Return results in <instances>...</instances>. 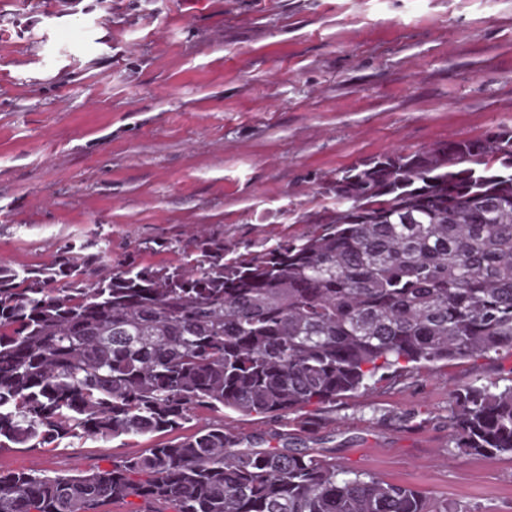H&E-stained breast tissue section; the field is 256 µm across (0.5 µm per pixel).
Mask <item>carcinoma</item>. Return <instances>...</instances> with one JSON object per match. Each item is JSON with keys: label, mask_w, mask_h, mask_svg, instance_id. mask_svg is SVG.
Segmentation results:
<instances>
[{"label": "carcinoma", "mask_w": 512, "mask_h": 512, "mask_svg": "<svg viewBox=\"0 0 512 512\" xmlns=\"http://www.w3.org/2000/svg\"><path fill=\"white\" fill-rule=\"evenodd\" d=\"M311 230L235 253L200 232L176 266L69 245L0 265V450L185 428L107 469L0 471V512H471L255 448L208 418H279L388 373L512 352V129L336 172ZM461 455L512 456V384L448 392Z\"/></svg>", "instance_id": "obj_1"}]
</instances>
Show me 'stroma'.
<instances>
[{"instance_id":"obj_1","label":"stroma","mask_w":512,"mask_h":512,"mask_svg":"<svg viewBox=\"0 0 512 512\" xmlns=\"http://www.w3.org/2000/svg\"><path fill=\"white\" fill-rule=\"evenodd\" d=\"M512 129V0H0V261L66 243L180 263L197 227L229 250L307 231L361 159ZM512 353L428 365L287 418L226 412L274 446L512 512V457L448 442V392L506 385ZM152 436L12 448L0 470L74 475Z\"/></svg>"}]
</instances>
